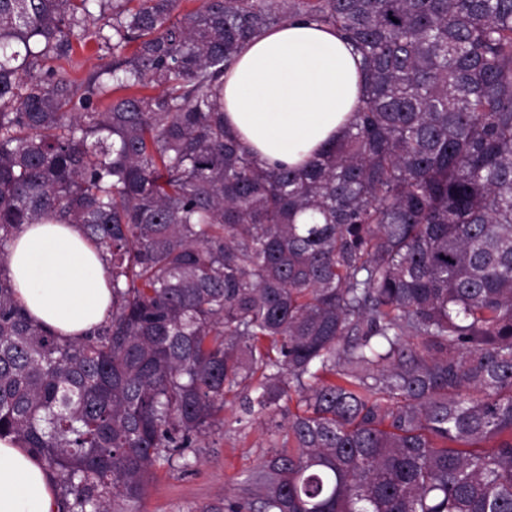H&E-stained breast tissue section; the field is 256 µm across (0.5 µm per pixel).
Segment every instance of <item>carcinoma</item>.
Listing matches in <instances>:
<instances>
[{
    "label": "carcinoma",
    "instance_id": "obj_1",
    "mask_svg": "<svg viewBox=\"0 0 512 512\" xmlns=\"http://www.w3.org/2000/svg\"><path fill=\"white\" fill-rule=\"evenodd\" d=\"M179 5L0 0V256L75 224L112 288L66 340L0 261V437L60 512H135L241 395L288 424L208 512H512V0ZM296 18L365 91L309 167L269 168L224 130V72ZM90 40L112 62L81 88L51 62Z\"/></svg>",
    "mask_w": 512,
    "mask_h": 512
}]
</instances>
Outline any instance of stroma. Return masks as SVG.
Wrapping results in <instances>:
<instances>
[{"label":"stroma","instance_id":"obj_1","mask_svg":"<svg viewBox=\"0 0 512 512\" xmlns=\"http://www.w3.org/2000/svg\"><path fill=\"white\" fill-rule=\"evenodd\" d=\"M276 438L274 421L243 415L226 405L224 426L188 449L185 461L158 467L139 512H209L225 495L239 493Z\"/></svg>","mask_w":512,"mask_h":512}]
</instances>
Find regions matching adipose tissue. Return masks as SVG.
<instances>
[{"label": "adipose tissue", "instance_id": "ef3b65f1", "mask_svg": "<svg viewBox=\"0 0 512 512\" xmlns=\"http://www.w3.org/2000/svg\"><path fill=\"white\" fill-rule=\"evenodd\" d=\"M359 62L332 27L299 19L267 30L224 74V126L265 164L307 167L352 119ZM6 265L18 302L65 339L83 338L112 309L100 254L76 225H25ZM55 500L41 461L0 438V512H54Z\"/></svg>", "mask_w": 512, "mask_h": 512}]
</instances>
